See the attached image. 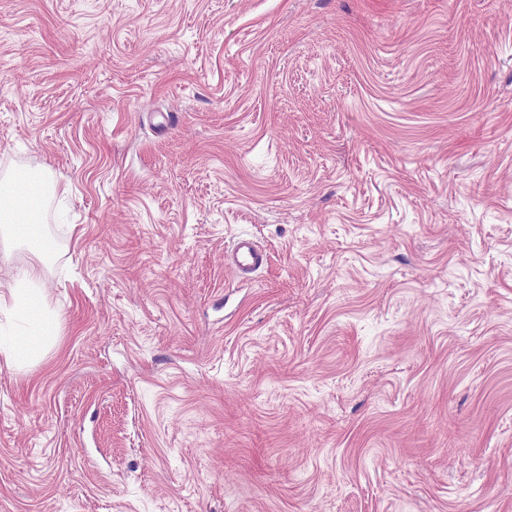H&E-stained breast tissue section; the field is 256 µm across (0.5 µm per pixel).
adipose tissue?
Returning a JSON list of instances; mask_svg holds the SVG:
<instances>
[{
  "label": "adipose tissue",
  "instance_id": "1",
  "mask_svg": "<svg viewBox=\"0 0 512 512\" xmlns=\"http://www.w3.org/2000/svg\"><path fill=\"white\" fill-rule=\"evenodd\" d=\"M28 249L18 275L0 282V314L12 318L8 339L0 338V359L23 368L40 361L58 341L61 315L46 301L44 280L52 239L41 223L39 199L31 188L0 180V250Z\"/></svg>",
  "mask_w": 512,
  "mask_h": 512
}]
</instances>
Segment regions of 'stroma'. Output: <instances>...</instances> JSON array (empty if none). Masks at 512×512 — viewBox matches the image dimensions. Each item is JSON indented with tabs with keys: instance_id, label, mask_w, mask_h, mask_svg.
I'll return each instance as SVG.
<instances>
[{
	"instance_id": "stroma-1",
	"label": "stroma",
	"mask_w": 512,
	"mask_h": 512,
	"mask_svg": "<svg viewBox=\"0 0 512 512\" xmlns=\"http://www.w3.org/2000/svg\"><path fill=\"white\" fill-rule=\"evenodd\" d=\"M43 167L0 512H512V0H0ZM231 256L235 268L244 274H251L268 263L266 252L261 251L251 239H238L231 251Z\"/></svg>"
}]
</instances>
